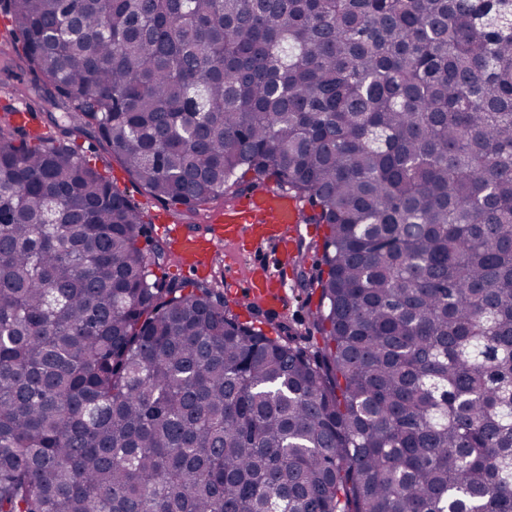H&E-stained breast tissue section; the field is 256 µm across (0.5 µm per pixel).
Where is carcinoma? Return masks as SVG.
<instances>
[{
    "label": "carcinoma",
    "mask_w": 512,
    "mask_h": 512,
    "mask_svg": "<svg viewBox=\"0 0 512 512\" xmlns=\"http://www.w3.org/2000/svg\"><path fill=\"white\" fill-rule=\"evenodd\" d=\"M0 512H512V0H0ZM326 228L309 353L144 211ZM35 76L29 70H20L15 67L9 66L5 63L3 58L0 57V114L1 110L12 105L14 102L20 101L27 104L24 100L14 99L5 96L3 87L17 83H33ZM11 112L8 117L10 120H12L14 123L19 125L28 126L32 122H34V116H35V125L32 128H29L27 130H30L31 132H49L56 131L55 128H50L46 115L44 112H39L38 110L34 112V116L28 111L27 107L24 105H13L11 109L9 110Z\"/></svg>",
    "instance_id": "carcinoma-1"
}]
</instances>
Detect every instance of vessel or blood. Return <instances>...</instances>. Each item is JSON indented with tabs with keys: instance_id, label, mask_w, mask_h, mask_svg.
<instances>
[{
	"instance_id": "obj_1",
	"label": "vessel or blood",
	"mask_w": 512,
	"mask_h": 512,
	"mask_svg": "<svg viewBox=\"0 0 512 512\" xmlns=\"http://www.w3.org/2000/svg\"><path fill=\"white\" fill-rule=\"evenodd\" d=\"M301 215L302 205L291 193L259 190L244 203L214 214L205 232L194 233L167 221L159 224L158 232L169 242L178 263L199 266L224 244L249 254L264 241L294 238ZM242 288L265 305L282 302L286 295V285L278 272L260 263L252 266Z\"/></svg>"
}]
</instances>
